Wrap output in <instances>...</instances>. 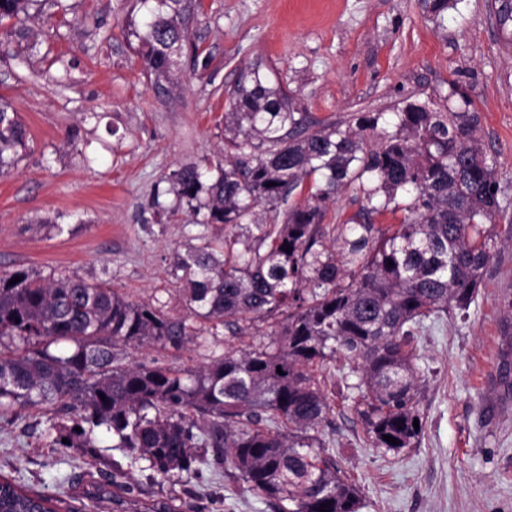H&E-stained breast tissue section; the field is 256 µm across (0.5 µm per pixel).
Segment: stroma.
<instances>
[{"label":"stroma","instance_id":"35a3bbf8","mask_svg":"<svg viewBox=\"0 0 512 512\" xmlns=\"http://www.w3.org/2000/svg\"><path fill=\"white\" fill-rule=\"evenodd\" d=\"M31 35L0 44V96L10 101L29 148L0 175V272L102 278L129 300L167 301L182 311L176 254L200 231L177 206L168 175L201 162L224 163L226 92L244 71L270 69L272 84L314 120L393 112L407 99L445 111L458 89L480 117L512 218V45L493 0H449L431 19L422 0H203L173 83L144 73L133 33L135 0H62ZM177 207L173 217L165 209ZM512 288V243L502 242L467 313L428 323L414 343L426 372L422 433L409 448H373L342 394L324 435L357 486L359 512H512V402L497 401L501 297ZM224 352L223 336L187 348L130 349L134 361L197 367ZM51 411L14 408L0 416V474L31 490L90 499L100 467L82 449L54 448ZM104 461H119L142 497L168 485L134 451L99 438ZM182 512H272L242 483L183 478Z\"/></svg>","mask_w":512,"mask_h":512}]
</instances>
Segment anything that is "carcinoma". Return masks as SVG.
I'll return each instance as SVG.
<instances>
[{"label":"carcinoma","instance_id":"obj_1","mask_svg":"<svg viewBox=\"0 0 512 512\" xmlns=\"http://www.w3.org/2000/svg\"><path fill=\"white\" fill-rule=\"evenodd\" d=\"M150 1L134 34L159 87L184 51L188 5L137 0ZM44 2L0 0L3 33L24 37ZM450 96L459 100L448 112L405 101L390 130L380 112L322 124L260 68L242 74L228 92L220 175L207 180L190 163L169 176L177 198L203 214L198 225H224V234L202 232L176 256L184 313L172 315L158 298L134 303L103 279L1 272L0 414L60 410L64 418L47 428L55 448L95 457L103 429L163 479L222 473L273 512H358L357 488L322 436L333 411L323 367L341 363L372 447H411L424 382L414 338L431 317L469 309L498 250L504 207L494 162L470 100L456 89ZM368 135L377 142L367 144ZM27 144L25 126L0 98V172ZM311 176L319 177L314 191L290 201ZM355 182L367 214L399 213L398 223H324L328 204ZM14 277L21 281L12 285ZM502 305L497 380L511 400V294ZM221 327L251 342H229L193 368L128 360L130 347L179 350ZM126 476L116 463L107 479L114 512H178L174 497L135 500ZM0 512L89 505L0 475Z\"/></svg>","mask_w":512,"mask_h":512}]
</instances>
